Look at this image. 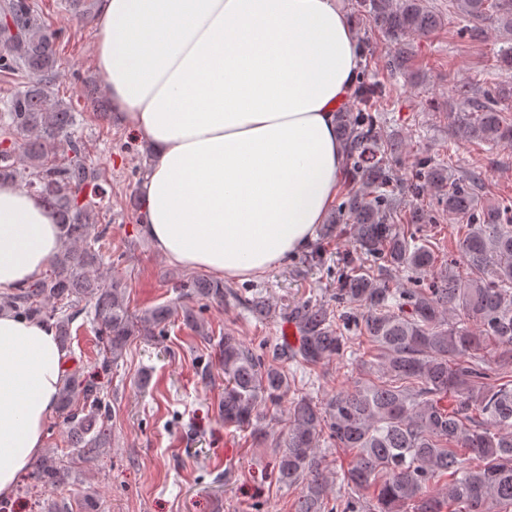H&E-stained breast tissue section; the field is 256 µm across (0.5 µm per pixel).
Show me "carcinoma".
<instances>
[{
  "mask_svg": "<svg viewBox=\"0 0 512 512\" xmlns=\"http://www.w3.org/2000/svg\"><path fill=\"white\" fill-rule=\"evenodd\" d=\"M448 7L475 24L477 35L484 23L509 35L497 67L511 71L512 0H448ZM355 11L392 46L385 66L393 75L409 70L407 39L444 23L429 0H355ZM61 39L44 26L31 0L0 5V72L28 76L25 89L0 105V142L10 141L0 148V180L40 195L57 215L63 239L50 273L0 296V309L53 323L63 347L73 321L86 317L107 365L123 356L132 338L164 332L175 309L161 304L134 315L121 280L99 274L112 258L101 246L108 225H99L107 179L88 159L78 132L85 116L53 96ZM457 92L470 105L453 113L462 138L488 146L512 142V117L502 110L512 98L511 81L496 82L480 96L467 85ZM391 94L390 83L367 74L354 88L356 105L336 112L347 190L329 223L353 225L354 246L341 257L333 298L350 311L311 299L290 305L288 321L299 333L292 347L275 343L257 352L224 334L218 342L220 413L224 425L264 441L268 405L291 388L282 362L315 371L348 352L364 366L367 344L377 351V379L358 381L324 404L308 394L289 403L287 429L275 442V472L279 483L302 486L296 512H446L454 503L464 512H512V203H482L481 173L430 157L408 182L397 183L393 163L405 144L383 134L380 111ZM425 194L466 223L459 258L440 267L439 248L422 229L435 222L433 210L397 203ZM396 274L418 287H392ZM179 300L185 323L206 339L200 309L209 303L240 306L259 322L270 316L265 300L245 298L216 280L180 284ZM56 412L75 438L77 456L106 444L101 423L109 409L76 368L64 374ZM325 440L356 451L343 471L345 493L334 504L325 456L318 452ZM69 474L64 460L51 455L30 472L52 487ZM448 474L446 491L434 489ZM371 487L377 489L373 508L361 495Z\"/></svg>",
  "mask_w": 512,
  "mask_h": 512,
  "instance_id": "cac0c4a2",
  "label": "carcinoma"
}]
</instances>
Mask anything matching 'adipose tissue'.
I'll return each instance as SVG.
<instances>
[{
  "label": "adipose tissue",
  "instance_id": "obj_1",
  "mask_svg": "<svg viewBox=\"0 0 512 512\" xmlns=\"http://www.w3.org/2000/svg\"><path fill=\"white\" fill-rule=\"evenodd\" d=\"M95 63L119 123L155 161L143 234L171 262L241 281L314 239L340 188L335 112L360 58L340 0H101ZM62 246L43 200L0 181V290ZM66 353L54 327L0 313V495L40 451Z\"/></svg>",
  "mask_w": 512,
  "mask_h": 512
}]
</instances>
